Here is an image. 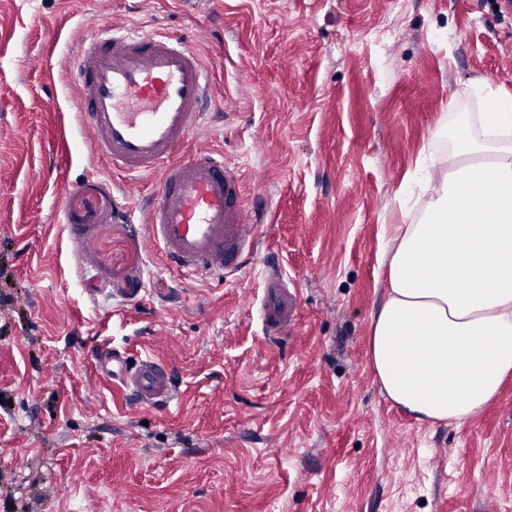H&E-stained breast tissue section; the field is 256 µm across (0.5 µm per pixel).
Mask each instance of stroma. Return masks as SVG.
Listing matches in <instances>:
<instances>
[{"label": "stroma", "mask_w": 512, "mask_h": 512, "mask_svg": "<svg viewBox=\"0 0 512 512\" xmlns=\"http://www.w3.org/2000/svg\"><path fill=\"white\" fill-rule=\"evenodd\" d=\"M186 39L211 73L222 153L263 201L240 272L167 266L146 231L161 176L96 153L69 70L99 26ZM512 93L501 0H0V512H512V380L471 421H416L381 393L369 326L388 224L448 112ZM279 253L288 337L257 318ZM175 372L162 407L96 366Z\"/></svg>", "instance_id": "stroma-1"}]
</instances>
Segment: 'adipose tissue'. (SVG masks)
Here are the masks:
<instances>
[{
    "label": "adipose tissue",
    "instance_id": "adipose-tissue-1",
    "mask_svg": "<svg viewBox=\"0 0 512 512\" xmlns=\"http://www.w3.org/2000/svg\"><path fill=\"white\" fill-rule=\"evenodd\" d=\"M485 111L446 115L454 152L441 178L421 153L404 197L426 203L393 225L386 293L370 322L368 362L386 397L430 424L465 425L512 376V94L482 80Z\"/></svg>",
    "mask_w": 512,
    "mask_h": 512
}]
</instances>
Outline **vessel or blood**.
<instances>
[{
	"mask_svg": "<svg viewBox=\"0 0 512 512\" xmlns=\"http://www.w3.org/2000/svg\"><path fill=\"white\" fill-rule=\"evenodd\" d=\"M70 81L97 153L132 179L160 173L146 223L168 266L218 280L244 268L257 251L252 227L261 217L243 207L240 174L225 164L223 154H180L208 117L210 78L201 54L186 40L159 32L99 28L80 40ZM296 303L288 276L272 267L263 276L258 308L264 331L286 334ZM97 362L142 403L172 397L171 372L153 358L130 364L106 352Z\"/></svg>",
	"mask_w": 512,
	"mask_h": 512,
	"instance_id": "vessel-or-blood-1",
	"label": "vessel or blood"
}]
</instances>
